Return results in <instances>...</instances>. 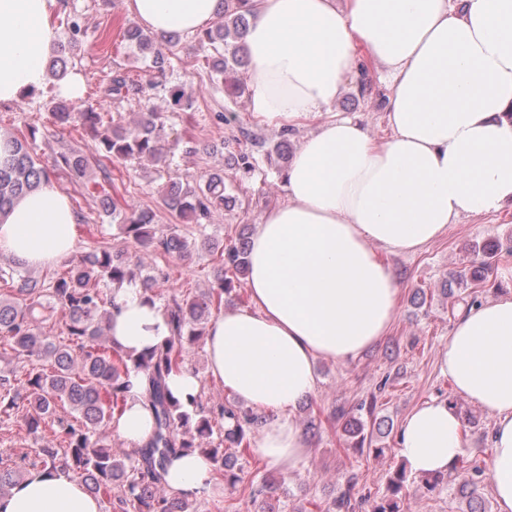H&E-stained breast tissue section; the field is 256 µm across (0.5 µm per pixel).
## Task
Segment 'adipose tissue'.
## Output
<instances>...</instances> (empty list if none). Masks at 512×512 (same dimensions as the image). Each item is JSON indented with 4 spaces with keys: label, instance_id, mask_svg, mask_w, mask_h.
I'll return each mask as SVG.
<instances>
[{
    "label": "adipose tissue",
    "instance_id": "obj_1",
    "mask_svg": "<svg viewBox=\"0 0 512 512\" xmlns=\"http://www.w3.org/2000/svg\"><path fill=\"white\" fill-rule=\"evenodd\" d=\"M53 0H0V102L47 83L57 34ZM144 29L195 35L222 0H126ZM251 110L262 123L317 121L287 174V200L258 225L248 252L251 305L214 315L205 351L210 378L258 410L279 412L255 446L293 471L305 443L290 410L317 384V359L345 363L386 336L400 288L380 249L413 254L461 215L512 202V0H257L243 44ZM391 82V136L374 140L354 118L333 116L355 88L362 58ZM79 218L51 179L0 212V254L52 266L77 248ZM171 334L164 308L142 288L114 292L110 338L140 354ZM459 395L494 421L489 462L497 512H512V292L471 307L438 357ZM113 426L129 447L152 430L142 373L129 374ZM457 408L430 399L412 410L398 452L415 474L448 472L462 454ZM165 480L186 499L214 494L212 462L199 452L169 464ZM0 512H102L63 468L36 470L0 496Z\"/></svg>",
    "mask_w": 512,
    "mask_h": 512
}]
</instances>
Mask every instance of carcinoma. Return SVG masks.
<instances>
[{
	"label": "carcinoma",
	"instance_id": "carcinoma-1",
	"mask_svg": "<svg viewBox=\"0 0 512 512\" xmlns=\"http://www.w3.org/2000/svg\"><path fill=\"white\" fill-rule=\"evenodd\" d=\"M223 2L218 20L194 39L211 65V74L224 82L229 95L239 97L249 92L238 69L248 64L243 39L254 4L253 0ZM132 35L140 53L152 55L155 67L163 68L166 58L161 52L162 43L171 42L176 35L155 34L136 24L124 31L125 38ZM132 88L129 77L118 73L112 76L105 92L120 102ZM51 112L61 126L74 122L67 99L55 101ZM79 120L84 131L98 142L96 167L104 180L112 181L111 167L116 160L166 165L167 153L159 145L163 113L153 109L141 112L131 128L93 109L81 113ZM37 133L38 128L30 126L24 138L8 140L10 158L0 165V212L17 197L36 189L55 170L76 181L89 175L91 165L75 149L59 154L51 169L42 164L28 146ZM283 136L285 139L266 152V158L275 159L285 168L288 131H283ZM233 199L222 171L205 175L195 185L175 179L162 194L167 209L199 226L210 223L214 213L228 208ZM99 205L144 252L161 251L180 259L190 256L193 248L219 254L213 284L199 296H172L166 307L171 336L163 345L132 357L112 348L109 338L112 289L135 277L122 253L99 248L70 260L67 270L55 274L46 286L28 276L25 263L12 260V265L0 267V338L11 343L15 359L28 363V369L19 378L15 370L0 368V405L6 410L20 404L29 406L32 413L26 423L34 434L42 423L57 422L64 433V446L37 449L43 467L60 465L73 471L88 492L111 498L116 512H196L192 504L165 486L167 464L177 455L197 449L214 467L224 468L227 451L249 444L258 417L241 407L208 406L200 393L182 402L170 393L167 379L189 361L193 345L206 334L211 307L222 302L233 278L247 274L248 241L224 247L204 237L190 243L175 228L156 234L151 212L127 210L108 193L100 196ZM501 249L497 243L482 248L474 278L486 279ZM57 307L67 316L66 343L44 331V323ZM102 339L106 345L98 350L95 345ZM43 359L51 361L50 367L40 364ZM131 366L146 376L143 398L155 427L145 446L128 451L112 447L109 435L113 415L126 397ZM65 407L71 413L69 420L58 415ZM20 480L17 468L1 464L0 496ZM444 481L466 501L467 512H486L479 505L478 495L490 481L485 460L461 455L449 472L428 474L422 479L430 491ZM277 490V483L265 481L251 490V502L264 503ZM408 491V475L403 467L388 474L386 490L381 494L359 483L358 475L353 474L323 512H356L366 506L370 512H403L401 503Z\"/></svg>",
	"mask_w": 512,
	"mask_h": 512
}]
</instances>
